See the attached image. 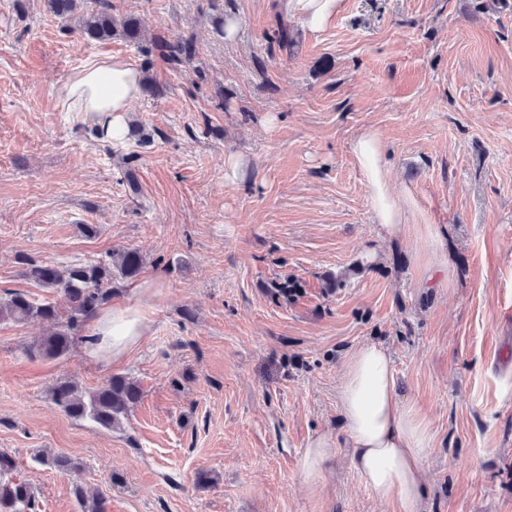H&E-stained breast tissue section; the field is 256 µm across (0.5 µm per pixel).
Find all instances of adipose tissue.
Instances as JSON below:
<instances>
[{
    "mask_svg": "<svg viewBox=\"0 0 512 512\" xmlns=\"http://www.w3.org/2000/svg\"><path fill=\"white\" fill-rule=\"evenodd\" d=\"M280 7L308 30L321 32L342 13L344 0H280ZM141 95L142 76L136 67L116 58H91L66 81L63 100L90 116L105 141L116 146L129 138V105ZM353 151L371 187L379 223L387 233L400 234L408 210L388 189L389 167L379 133L364 130ZM153 296L152 284L139 283L126 304L100 310L88 326L87 351L108 364L132 350L147 332L146 309ZM338 402L344 439L320 435L310 442L301 460L306 481L318 485L327 479L343 443L350 450L351 468L378 501L393 504L396 512H424V461L434 432L413 403L400 399L386 348L366 342L351 352Z\"/></svg>",
    "mask_w": 512,
    "mask_h": 512,
    "instance_id": "obj_1",
    "label": "adipose tissue"
}]
</instances>
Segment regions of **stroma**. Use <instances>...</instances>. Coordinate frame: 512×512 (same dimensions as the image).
Returning a JSON list of instances; mask_svg holds the SVG:
<instances>
[{
  "mask_svg": "<svg viewBox=\"0 0 512 512\" xmlns=\"http://www.w3.org/2000/svg\"><path fill=\"white\" fill-rule=\"evenodd\" d=\"M113 3L142 43L0 0V297L45 298L22 257L65 267L115 247L161 285L114 363L79 338L65 358L30 356L47 325L0 322V451L37 512H80L78 484L105 512H393L347 449L322 486L301 473L314 437L343 434V366L365 342L435 429L426 512H512V0H345L317 34L278 0ZM157 38L192 40L193 64H169ZM91 57L146 83L123 148L61 106ZM367 128L409 205L394 236L353 152ZM232 155L245 167L228 181ZM286 280L296 295L276 296ZM114 374L142 393L120 428L52 400L59 379L90 392ZM44 450L75 469L36 464Z\"/></svg>",
  "mask_w": 512,
  "mask_h": 512,
  "instance_id": "35a3bbf8",
  "label": "stroma"
}]
</instances>
